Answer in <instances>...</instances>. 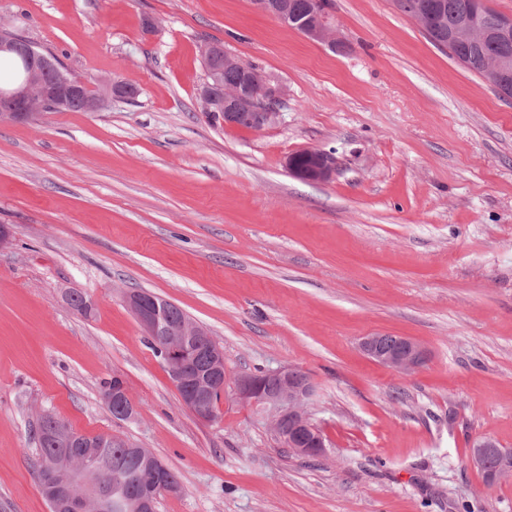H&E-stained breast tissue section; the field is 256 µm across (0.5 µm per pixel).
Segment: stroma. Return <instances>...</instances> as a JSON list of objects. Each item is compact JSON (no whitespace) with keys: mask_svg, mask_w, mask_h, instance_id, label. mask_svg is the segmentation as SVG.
I'll return each mask as SVG.
<instances>
[{"mask_svg":"<svg viewBox=\"0 0 512 512\" xmlns=\"http://www.w3.org/2000/svg\"><path fill=\"white\" fill-rule=\"evenodd\" d=\"M330 4L350 53L251 0H0V27L90 87L140 88L0 123V512H49L31 463L41 411L160 458L182 490L158 512H512V480L486 486L470 457L485 437L512 449V102L393 0ZM205 39L286 86L273 124L202 111ZM303 148L334 153L332 179L288 171ZM131 289L223 348L215 421L183 405ZM73 290L90 316L66 305ZM369 335L428 358L399 373L363 355ZM280 367L316 386L322 456L234 396ZM115 376L134 420L102 400Z\"/></svg>","mask_w":512,"mask_h":512,"instance_id":"35a3bbf8","label":"stroma"}]
</instances>
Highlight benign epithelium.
<instances>
[{
    "label": "benign epithelium",
    "mask_w": 512,
    "mask_h": 512,
    "mask_svg": "<svg viewBox=\"0 0 512 512\" xmlns=\"http://www.w3.org/2000/svg\"><path fill=\"white\" fill-rule=\"evenodd\" d=\"M254 7L261 13L274 18L282 25L294 20L288 0H253ZM407 14L422 31L433 32L431 17L432 3L429 0H415ZM481 14L479 0H470L461 12L458 22L448 31V41H469L475 45L489 37L508 40L512 38V17H501L493 27L482 28L477 24ZM306 38L324 44L335 50L345 39L336 29L333 17L324 0H311L310 13L302 22ZM12 52L25 62L26 78L18 86L0 89V100L6 103L0 113V123H34L43 116V108L60 107L68 98L79 95L86 99L92 112L103 109L114 100H128L130 96L118 84H108L94 95L86 94L88 86L74 73L36 49L24 37L0 32V52ZM225 61L238 67L244 74L248 90L241 87L224 88L216 81L205 80L198 90L201 106L205 112L224 113V123L260 131L275 122L279 105L287 95V88L270 78L249 63L225 54ZM53 69L56 78L47 83L44 73ZM487 69L497 76L502 94L512 93V64L506 60L492 59ZM288 170L294 175L310 181L324 182L335 174V159L330 152L320 149H300L287 161ZM125 301L135 315L144 336L153 341L169 368L170 376L183 404L200 421L210 423L216 420L217 410L210 400V392L224 385V351L218 347L206 327L198 324L189 327L171 323L165 307L154 297L140 290L125 293ZM361 351L376 363L410 373L421 366L427 351L416 341L402 337L394 348H384L379 336H365L360 341ZM209 352L214 365L211 372L193 374L187 367L185 355L188 350ZM277 386L269 388L264 379L257 375L240 377L235 382L237 397L244 403L257 406L270 422L276 437L287 448L303 455L320 456L325 452L326 443L322 432L311 420L309 407L312 404L315 387L309 377H303L293 368L280 367L266 372ZM107 408H113L116 416L123 421L136 417L137 410L128 388L121 382L103 394ZM53 425L52 437L63 448H85L92 436L72 429L64 422L52 420L40 412L37 423ZM60 457H53L42 466V487L53 491L57 478ZM165 466H156L154 481L141 483L135 506L139 512H157V502L163 495H174L181 491V485L164 475Z\"/></svg>",
    "instance_id": "benign-epithelium-1"
}]
</instances>
